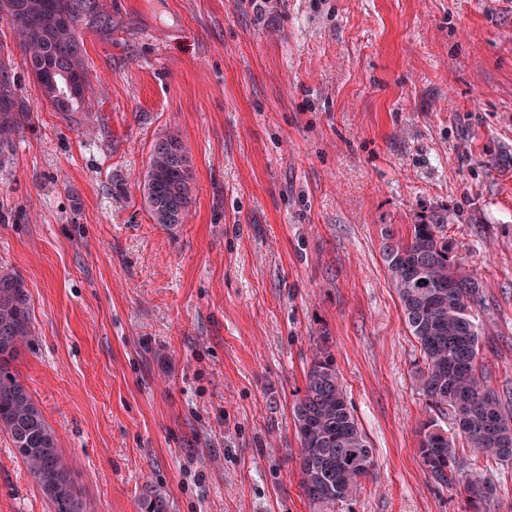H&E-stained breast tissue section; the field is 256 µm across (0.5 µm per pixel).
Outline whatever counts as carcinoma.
<instances>
[{"label": "carcinoma", "instance_id": "cac0c4a2", "mask_svg": "<svg viewBox=\"0 0 512 512\" xmlns=\"http://www.w3.org/2000/svg\"><path fill=\"white\" fill-rule=\"evenodd\" d=\"M106 22L98 0H0V23L14 33L44 101L57 112L89 104L85 66V19ZM31 107L15 89L11 61L0 45V169L6 149L32 124ZM193 176L186 145L175 134L156 136L142 183L153 223H184L193 202ZM390 282L406 328L420 347L421 390L436 414L450 416L445 430L430 419L421 424L419 454L435 482L460 483L468 512H492L497 486L491 476L473 475L456 443L471 454L512 463V408L483 369L479 319L484 293L436 224L412 225L407 239L383 249ZM33 336L25 281L0 267V433L34 478L52 512H88L83 493L58 446L55 430L11 371V362ZM300 444V486L312 502L334 504L356 497L375 469L373 450L353 414L330 353L317 351L303 394L292 410ZM140 512H171L167 496L143 492Z\"/></svg>", "mask_w": 512, "mask_h": 512}]
</instances>
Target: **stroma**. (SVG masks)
Wrapping results in <instances>:
<instances>
[{
    "instance_id": "35a3bbf8",
    "label": "stroma",
    "mask_w": 512,
    "mask_h": 512,
    "mask_svg": "<svg viewBox=\"0 0 512 512\" xmlns=\"http://www.w3.org/2000/svg\"><path fill=\"white\" fill-rule=\"evenodd\" d=\"M90 110L44 102L0 169V265L33 325L11 368L89 512H464L418 453L424 363L383 246L440 225L486 296L483 363L512 403V4L501 0H100ZM178 135L177 231L141 194ZM375 452L360 495L310 502L292 407L317 348ZM0 512H50L0 435ZM193 176L186 145L165 132L153 141L142 183L144 204L154 224H183L193 202ZM139 509L140 512H171V505L166 495L149 488L140 498Z\"/></svg>"
}]
</instances>
